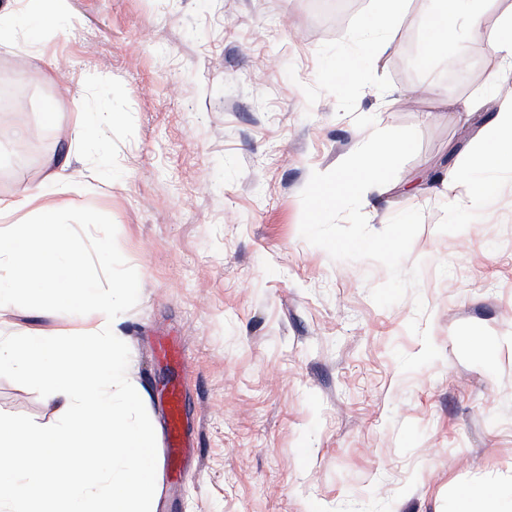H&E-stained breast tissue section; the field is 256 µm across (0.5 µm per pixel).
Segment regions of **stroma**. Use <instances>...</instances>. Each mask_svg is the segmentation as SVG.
<instances>
[{"mask_svg": "<svg viewBox=\"0 0 512 512\" xmlns=\"http://www.w3.org/2000/svg\"><path fill=\"white\" fill-rule=\"evenodd\" d=\"M367 3L45 0L0 45V87L24 94L0 107V198L36 191L114 221L140 280L116 328L156 433L183 382L195 448L177 478L158 472L154 512H458L462 491L489 488L494 512H512V173L477 165L471 143L512 92V65L491 66L512 0H489L482 31L449 43L455 83L424 63L435 0H408L395 50L374 61L390 90L358 97L355 114L421 138L362 206L374 231L423 213L403 263L420 266L418 291L388 308L370 296L384 266L332 260L299 231L311 172L368 137L332 95L303 92L320 46ZM475 97L477 111L451 107ZM82 120L93 137L75 135ZM414 319L441 357L405 373L395 354L421 351ZM84 325L0 306V336ZM167 336L180 370L157 353ZM58 408L0 377V412L49 426Z\"/></svg>", "mask_w": 512, "mask_h": 512, "instance_id": "1", "label": "stroma"}]
</instances>
